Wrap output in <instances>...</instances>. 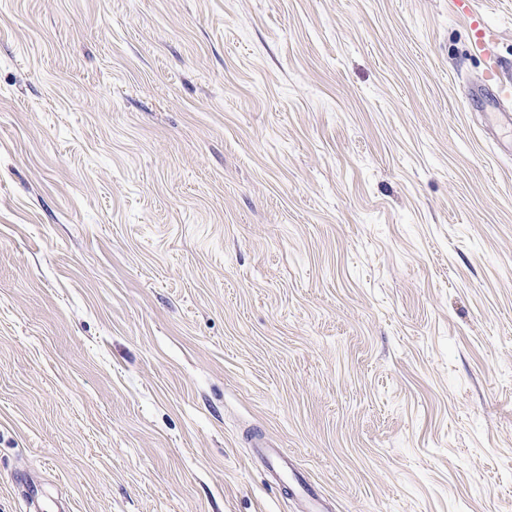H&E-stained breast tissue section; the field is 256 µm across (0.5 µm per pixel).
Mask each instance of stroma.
I'll use <instances>...</instances> for the list:
<instances>
[{
  "mask_svg": "<svg viewBox=\"0 0 512 512\" xmlns=\"http://www.w3.org/2000/svg\"><path fill=\"white\" fill-rule=\"evenodd\" d=\"M512 0H0V512H512ZM258 455L264 460L269 470L283 476L288 477V471L293 474L292 464L288 457L283 455L277 448H269L263 443H258L255 446Z\"/></svg>",
  "mask_w": 512,
  "mask_h": 512,
  "instance_id": "35a3bbf8",
  "label": "stroma"
}]
</instances>
